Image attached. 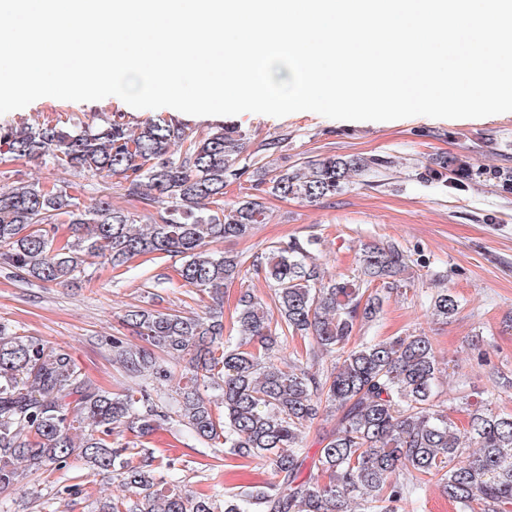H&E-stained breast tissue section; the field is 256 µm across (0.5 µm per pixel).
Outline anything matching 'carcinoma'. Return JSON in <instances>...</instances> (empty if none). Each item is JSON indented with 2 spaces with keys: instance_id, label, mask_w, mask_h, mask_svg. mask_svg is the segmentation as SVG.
<instances>
[{
  "instance_id": "carcinoma-1",
  "label": "carcinoma",
  "mask_w": 512,
  "mask_h": 512,
  "mask_svg": "<svg viewBox=\"0 0 512 512\" xmlns=\"http://www.w3.org/2000/svg\"><path fill=\"white\" fill-rule=\"evenodd\" d=\"M244 135L217 127L203 136L168 119L137 131L117 120L68 125L46 118L0 132L4 161L41 158L56 167L120 179L127 195L156 210L153 223L107 198L84 206L57 184L30 181L0 192V269L31 282L65 284L86 274L87 259L116 271L149 254L180 258L182 285L209 295L202 315L136 306L122 321L140 343L114 336L112 356L133 381L120 394L103 390L78 369L63 346L52 347L0 322V490L23 472L60 471L80 458L110 471L123 494L98 512H399L420 480H436L460 512H512V414L468 401L457 424L437 409L438 356L420 332L351 344L358 319L378 317L384 293L405 286L410 256L395 243L366 244L350 279L325 275L317 241L270 245L252 265L273 292L276 312L253 293L237 306V335L224 337V289L241 274L237 255L210 244L251 235L267 216L266 197L316 201L341 191L388 161L329 156L291 171L274 168L251 179L241 163ZM463 177L450 156L428 169ZM248 192L224 207L226 188ZM71 235L58 238L60 226ZM432 314L459 311L441 289ZM309 339L305 354L282 359L288 339ZM332 357L312 372L307 361ZM188 361V377L167 399L160 385L170 364ZM221 393L222 409L200 388ZM336 419L317 455L303 446L306 429ZM176 419L195 439L224 445V456L265 460L269 478L245 492L212 498L179 489L174 460L155 463L140 439ZM133 440L112 447L115 432ZM411 476L402 482L399 474Z\"/></svg>"
}]
</instances>
